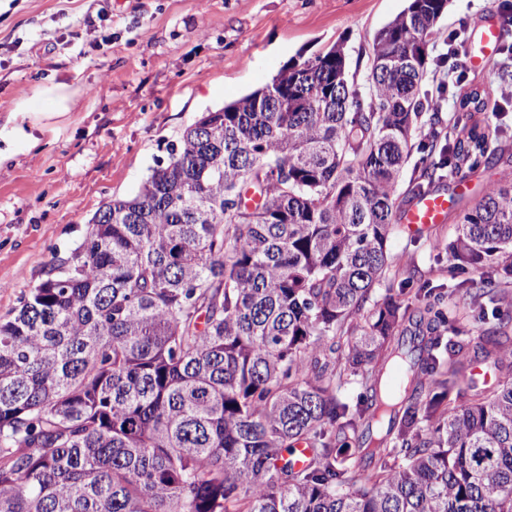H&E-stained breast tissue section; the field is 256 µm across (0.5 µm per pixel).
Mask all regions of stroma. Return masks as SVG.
Wrapping results in <instances>:
<instances>
[{"mask_svg": "<svg viewBox=\"0 0 512 512\" xmlns=\"http://www.w3.org/2000/svg\"><path fill=\"white\" fill-rule=\"evenodd\" d=\"M407 0H0V123L41 86L64 82L80 91L70 112L41 133L40 147L0 167V317L40 283L51 264L70 256L106 202L134 195L167 147L207 110L270 83L340 42L357 86L370 73L374 34ZM512 0H449L430 57L445 52L449 33L478 35L503 24ZM479 65L458 56L464 85L442 89L443 115L461 88L479 87L500 102L503 47ZM484 117L512 153V100ZM497 169L464 180L434 182L448 196L446 223L420 233L397 228L390 267L373 291L383 298L422 283L447 288L448 308L476 342L464 290L452 289L447 256L433 243L456 232L455 216Z\"/></svg>", "mask_w": 512, "mask_h": 512, "instance_id": "35a3bbf8", "label": "stroma"}]
</instances>
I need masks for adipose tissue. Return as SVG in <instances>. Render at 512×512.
Here are the masks:
<instances>
[{
  "mask_svg": "<svg viewBox=\"0 0 512 512\" xmlns=\"http://www.w3.org/2000/svg\"><path fill=\"white\" fill-rule=\"evenodd\" d=\"M74 96L69 85L57 83L42 88L39 98L18 103V120L0 126V166L10 162L19 147L37 145L38 132L49 127L52 119L68 112Z\"/></svg>",
  "mask_w": 512,
  "mask_h": 512,
  "instance_id": "ef3b65f1",
  "label": "adipose tissue"
}]
</instances>
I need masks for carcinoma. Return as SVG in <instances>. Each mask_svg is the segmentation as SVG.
<instances>
[{"instance_id": "cac0c4a2", "label": "carcinoma", "mask_w": 512, "mask_h": 512, "mask_svg": "<svg viewBox=\"0 0 512 512\" xmlns=\"http://www.w3.org/2000/svg\"><path fill=\"white\" fill-rule=\"evenodd\" d=\"M447 8L408 0L363 91L335 43L202 113L0 319V512H512V178L433 244L483 275L476 345L427 283L370 301L412 151L416 196L503 160L475 89L443 149L415 143Z\"/></svg>"}]
</instances>
